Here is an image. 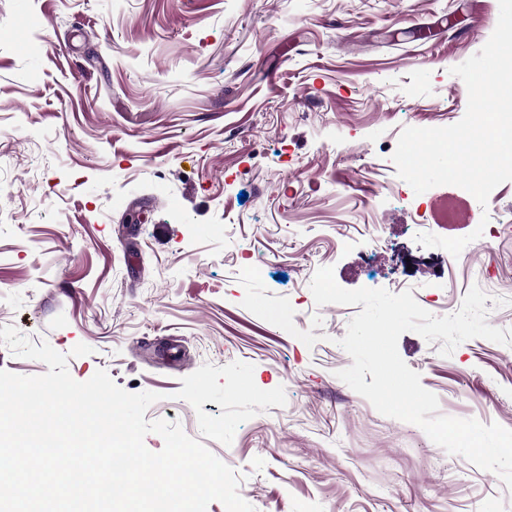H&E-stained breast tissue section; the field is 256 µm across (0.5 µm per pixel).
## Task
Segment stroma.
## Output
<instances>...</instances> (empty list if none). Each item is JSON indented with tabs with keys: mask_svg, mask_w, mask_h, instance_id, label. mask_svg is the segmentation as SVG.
Segmentation results:
<instances>
[{
	"mask_svg": "<svg viewBox=\"0 0 512 512\" xmlns=\"http://www.w3.org/2000/svg\"><path fill=\"white\" fill-rule=\"evenodd\" d=\"M498 17V0H0V326L77 381L159 394L146 419L202 442L255 512H512L496 473L338 378L360 308L310 290L330 266L440 317L486 277L487 322L512 329V181L484 205L500 237L445 263L415 237L457 187L415 193L392 160L404 127L463 117L451 69ZM439 348L398 341L440 414L512 430V346Z\"/></svg>",
	"mask_w": 512,
	"mask_h": 512,
	"instance_id": "1",
	"label": "stroma"
}]
</instances>
